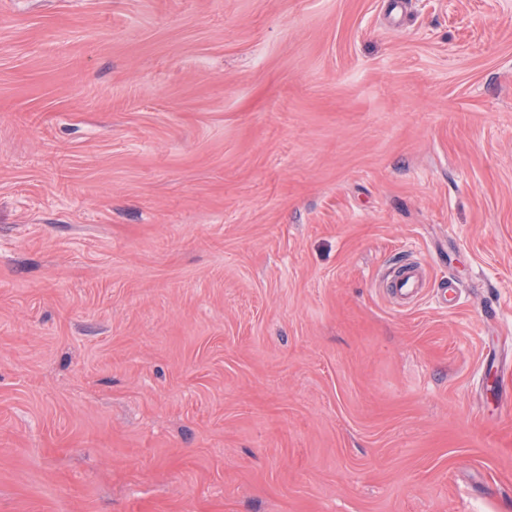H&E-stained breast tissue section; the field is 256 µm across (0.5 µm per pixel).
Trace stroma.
<instances>
[{"mask_svg":"<svg viewBox=\"0 0 512 512\" xmlns=\"http://www.w3.org/2000/svg\"><path fill=\"white\" fill-rule=\"evenodd\" d=\"M509 396L512 0H0V512H512ZM402 275L393 284L395 294L418 299L424 291L425 279L415 265H402Z\"/></svg>","mask_w":512,"mask_h":512,"instance_id":"35a3bbf8","label":"stroma"}]
</instances>
